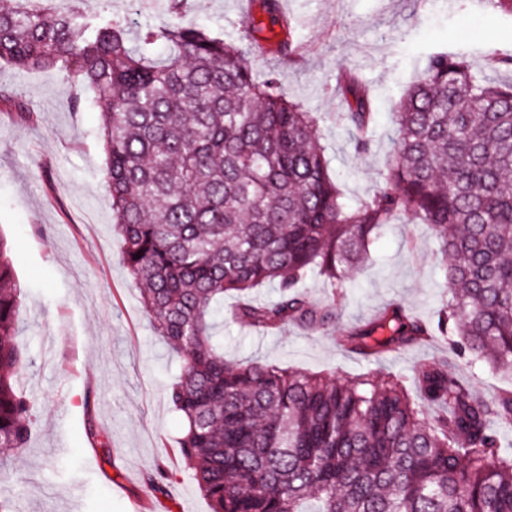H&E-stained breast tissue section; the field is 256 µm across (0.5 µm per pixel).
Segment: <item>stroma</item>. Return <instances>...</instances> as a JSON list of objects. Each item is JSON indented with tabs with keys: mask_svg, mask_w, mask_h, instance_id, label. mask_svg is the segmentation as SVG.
I'll use <instances>...</instances> for the list:
<instances>
[{
	"mask_svg": "<svg viewBox=\"0 0 512 512\" xmlns=\"http://www.w3.org/2000/svg\"><path fill=\"white\" fill-rule=\"evenodd\" d=\"M295 21L294 58L256 50L243 37L259 0H186L188 17L241 40L255 73L276 71L289 98L312 112L329 172L345 202L357 206L383 183L394 150V109L423 57L463 58L477 77L507 80L484 68L512 56V16L481 0H279ZM96 14L131 30L165 22L140 0H92ZM356 71L373 93L369 148L357 151L339 118L336 76ZM0 238L10 251L21 303L20 388L37 403L26 448L8 462L0 495L14 512H210L177 452L184 430L166 391L179 362L153 331L112 227L100 137L104 109L92 92L58 71L0 62ZM34 120H25V113ZM371 261L337 291L308 273L311 300L332 303L328 327L293 325L266 332L225 319L218 333L230 362L260 360L331 378L370 371L407 375L434 358L470 379L483 395L507 386L485 363L467 365L447 344L386 351L365 360L341 348L344 329L398 304L435 321L445 282L435 234L409 212L379 230ZM164 468L163 493L147 483Z\"/></svg>",
	"mask_w": 512,
	"mask_h": 512,
	"instance_id": "35a3bbf8",
	"label": "stroma"
}]
</instances>
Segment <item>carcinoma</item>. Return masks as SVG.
<instances>
[{
    "mask_svg": "<svg viewBox=\"0 0 512 512\" xmlns=\"http://www.w3.org/2000/svg\"><path fill=\"white\" fill-rule=\"evenodd\" d=\"M0 10V61L64 71L104 102L105 182L122 261L155 333L181 362L168 398L179 453L211 512H512V389L491 398L432 360L411 376L331 379L258 360L230 363L215 335L224 295L236 319L276 329L333 312L299 290L310 271L336 287L371 261L380 226L411 211L440 242L448 299L429 325L386 308L341 344L366 359L440 335L468 363L512 377V81L433 53L395 111L384 184L351 208L329 174L312 113L274 72L254 76L236 43L167 0V23L131 45L125 20L87 0ZM283 55L295 51L277 0ZM163 43L165 56L153 52ZM342 120L360 151L368 93L341 77ZM264 285L271 304L253 301ZM19 296L0 238V464L31 435L18 387Z\"/></svg>",
    "mask_w": 512,
    "mask_h": 512,
    "instance_id": "obj_1",
    "label": "carcinoma"
}]
</instances>
